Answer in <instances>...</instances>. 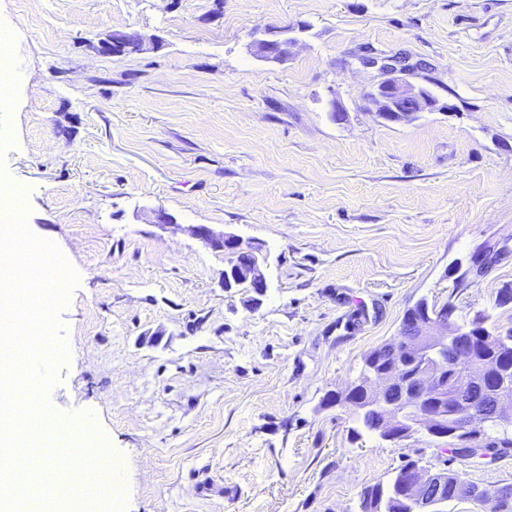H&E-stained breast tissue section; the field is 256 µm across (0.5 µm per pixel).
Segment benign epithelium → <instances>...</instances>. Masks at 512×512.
I'll return each mask as SVG.
<instances>
[{
    "label": "benign epithelium",
    "instance_id": "7a95c632",
    "mask_svg": "<svg viewBox=\"0 0 512 512\" xmlns=\"http://www.w3.org/2000/svg\"><path fill=\"white\" fill-rule=\"evenodd\" d=\"M255 56L267 61H282L288 52L281 39L256 40L250 45ZM359 62L375 68L379 80L366 97L379 106V116L391 123H405L419 112L451 110L428 94L427 88L409 81L406 75L420 67L403 51L391 55L371 50L358 57ZM189 232L204 246L221 251L225 257L224 291L230 292L245 282L252 288H268L264 268L267 253L261 243L245 241L229 233H216L204 224L189 227ZM253 256L251 264L242 268L237 258ZM492 266V258L478 251L469 260L462 279L476 282ZM417 335L400 338L420 365L409 376L396 363L388 369L373 371L363 384L368 407L384 409L377 428L378 437L398 444L414 434L424 433L436 441L453 440L461 448L482 447L493 443L502 448L501 438L484 434L490 419L512 421V365L482 360L469 348L455 350L454 360L444 358L451 343L448 337L471 334V328L460 326L451 316L438 313L415 317ZM455 401L453 421L445 420L444 402ZM409 512H447L444 491L448 474L430 466H419L403 475Z\"/></svg>",
    "mask_w": 512,
    "mask_h": 512
}]
</instances>
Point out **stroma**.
Returning a JSON list of instances; mask_svg holds the SVG:
<instances>
[{"instance_id": "1", "label": "stroma", "mask_w": 512, "mask_h": 512, "mask_svg": "<svg viewBox=\"0 0 512 512\" xmlns=\"http://www.w3.org/2000/svg\"><path fill=\"white\" fill-rule=\"evenodd\" d=\"M128 30L153 46L99 52ZM1 31L0 176L79 277L48 403L93 413L123 512H360L410 459L512 485V449L394 445L324 404L419 299L512 327L492 307L512 284V0H0ZM286 34V60L251 54ZM368 47L423 62L446 111L381 119ZM192 224L265 245L259 309ZM487 243L498 262L462 282Z\"/></svg>"}]
</instances>
